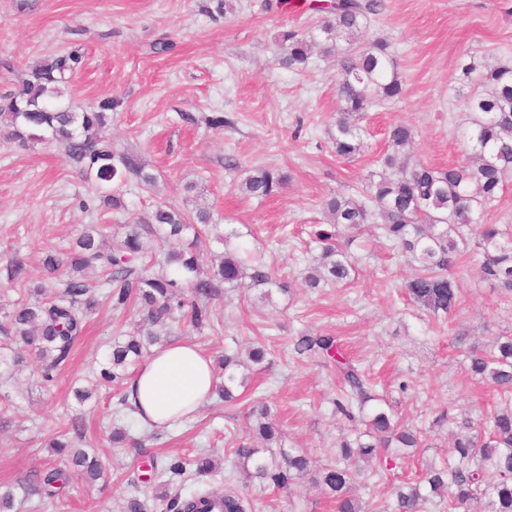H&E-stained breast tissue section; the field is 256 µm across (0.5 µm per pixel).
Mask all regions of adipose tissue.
Instances as JSON below:
<instances>
[{
    "instance_id": "1",
    "label": "adipose tissue",
    "mask_w": 512,
    "mask_h": 512,
    "mask_svg": "<svg viewBox=\"0 0 512 512\" xmlns=\"http://www.w3.org/2000/svg\"><path fill=\"white\" fill-rule=\"evenodd\" d=\"M214 364L200 348L174 340L156 349L128 383V399L143 424L164 428L195 413L212 396Z\"/></svg>"
}]
</instances>
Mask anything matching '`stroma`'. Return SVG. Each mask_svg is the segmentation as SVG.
<instances>
[{
  "mask_svg": "<svg viewBox=\"0 0 512 512\" xmlns=\"http://www.w3.org/2000/svg\"><path fill=\"white\" fill-rule=\"evenodd\" d=\"M315 2L275 0L268 9L264 0H233V10L221 12L218 0H0V62L14 66L10 73L0 69V93L12 89L17 71L79 50L83 66L70 79L68 102L83 108L118 99L108 130L112 147L139 156L156 179L146 186L129 177L125 211L106 210L96 184L65 164L57 144L23 148L0 139V324L12 303L41 283L45 252L68 251L91 225L107 246H117L129 215H146L161 203L209 207L215 227L200 244L205 261H219L225 246L243 245L261 252L290 286L267 300L258 288L220 290L213 326L197 332L175 324L165 331L166 341L191 340L214 359L259 340L273 362L255 369L238 403L214 397L171 427L134 425L143 440L140 459L108 438L111 388H98L83 404L73 394L89 387L112 337L136 330V309L105 303L87 316L69 363L49 386L25 371H0V488L46 467L45 441L73 418L84 424L83 448L94 449L106 468L105 479L93 483L73 477L55 505L34 496L18 512H121L131 479L146 512H166L163 479L149 456L211 450L228 457L246 440L247 412L258 402L275 415L283 447L302 449L321 465L335 461L340 439L365 425L337 414L335 365L294 351L305 334L334 337L371 380L381 407L428 439L425 448H401L367 467L356 481L363 500L389 503L394 484L417 478L424 461L442 462L451 434L480 425L491 409L495 397L468 374L466 352L470 344L512 334V299L475 273L480 225H512V179L465 230L460 303L448 318H434L408 298L404 283L413 263L370 224L339 240L356 267L351 284L310 289L304 277L320 253L313 230L326 221L324 201L336 194L366 199L370 175L383 170L390 125L412 127L413 160L440 168L465 162L471 113L460 95V63L512 65V0H385L384 11L369 19L368 35L389 43L404 95L366 112L364 150L349 160L329 144L334 60L313 56L301 72L279 61L281 32L305 34L322 21ZM163 38L173 49L154 54L152 45ZM218 112L228 126L202 123V115ZM253 167L278 169L289 182L265 199L244 196L236 185ZM17 256L27 275L13 282L7 269ZM229 478L253 495L258 512H330L309 478L296 480L291 491H273L224 468L211 482L221 486Z\"/></svg>",
  "mask_w": 512,
  "mask_h": 512,
  "instance_id": "1",
  "label": "stroma"
}]
</instances>
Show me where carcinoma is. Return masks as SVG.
<instances>
[{
    "label": "carcinoma",
    "instance_id": "1",
    "mask_svg": "<svg viewBox=\"0 0 512 512\" xmlns=\"http://www.w3.org/2000/svg\"><path fill=\"white\" fill-rule=\"evenodd\" d=\"M314 9L330 18L309 35L281 33V64L302 71L316 49L336 58L338 109L329 137L336 156L350 159L363 148L359 121L365 112L403 94L402 80L394 70L386 42L365 34L370 16L380 14L384 3L331 0ZM81 63L79 52L65 51L22 72L14 89L0 94V129L5 139L23 147L37 138L35 131L47 132L62 147L65 161L95 181L103 206L123 210L125 205L115 186L130 175L150 185L154 176L145 172L137 156L112 150L107 127L109 112L119 106L118 100L106 99L81 111L61 103L65 85ZM461 70L464 76L474 77L476 84L466 101L473 112L466 132L471 149L468 162L446 169L414 163L408 155L412 128L404 123L390 126L388 149L381 163L393 173H383L377 180L369 178L368 198L375 209L340 194L325 200L324 209L333 230L315 232L321 253L318 265L308 276L309 287L317 288L322 282L351 283L355 267L336 244L334 228L341 226L354 232L378 218L385 238L417 265L415 275L405 282L408 297L435 316L456 310L459 288L455 258L468 246L461 228L475 223L478 212L498 201L500 191L512 177V67L471 60L462 63ZM286 181L287 176L277 169L255 167L247 171L237 190L248 197L266 198ZM210 223L208 209L186 212L161 204L151 215L138 216L123 225V242L113 249L102 248L94 231L85 232L67 258L53 252L46 255L43 270L51 274L62 271L57 287L48 290L39 285L34 289L36 300L17 301L8 314L7 326L0 325V332L14 337L37 357L41 384L47 385L69 362L87 315L100 304L85 274L90 268L98 270L113 307L137 306L146 311L151 326L173 321H182L194 330L211 326V300L222 283L263 286L265 299L271 297L274 288L286 291L261 257L238 249H225L224 259L209 271L202 267L194 247L167 252L165 271L157 276H144L136 267L151 252L155 239L190 234L196 244L201 227ZM478 248V277L512 296V240L504 239L498 225L486 224ZM160 342L161 337L150 329L112 339L98 380L116 390V413L133 412L126 400L128 370L142 359L148 347ZM294 350L301 355L333 359L340 389L334 402L336 412L351 420L355 413L364 412L365 405L373 400L365 375L346 357H337L340 350L332 337L301 336ZM269 354L262 343L251 350L247 362L236 353L224 354L215 365L218 374L224 375V382L216 384L214 392L226 403L238 400L234 391L247 384L249 363L261 364ZM24 363L20 351L0 348V368L16 370ZM469 373L495 389L499 405L490 412L483 428L473 431L466 426L453 435L448 464L440 468L429 465L418 480L392 487L393 512H424L432 496L445 500L448 512H470L473 504L484 499L491 512H512V335L498 337L490 348H471ZM249 415L253 417L252 430L264 446L239 443L232 450L234 468L278 490L304 477L310 470V457L298 448L274 447L280 430L270 409L264 404L254 405ZM81 438L79 423L71 421L60 437L47 443L64 465L53 463L18 487L1 491L0 512H16L17 500L25 501L35 494L48 500L59 498L66 492L73 469L91 480L100 478L101 465L96 456L77 447ZM111 439L136 452L142 448L139 439L124 426L113 428ZM394 441L403 448L428 447L422 435L397 430L382 408L372 411L366 431L340 441L336 463L320 467L314 476L316 485L330 495L332 512H378L352 495L351 489L363 464L378 458ZM188 472L197 479L198 487L185 495L179 490L164 493L166 512H209L216 501L223 504L222 512H255L250 497L230 486L220 490L204 481L217 472L213 454L171 457L163 468L169 485ZM18 489L23 493L20 498Z\"/></svg>",
    "mask_w": 512,
    "mask_h": 512
}]
</instances>
